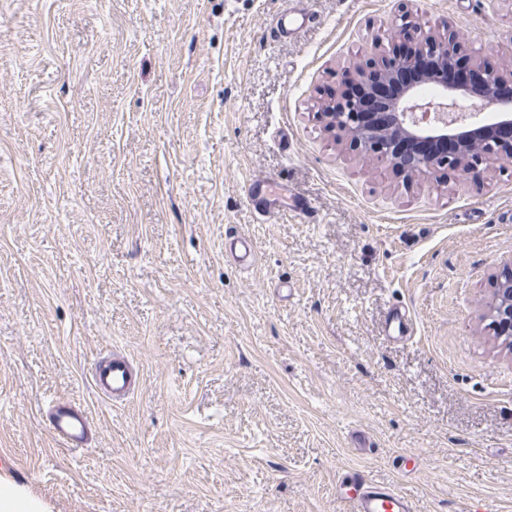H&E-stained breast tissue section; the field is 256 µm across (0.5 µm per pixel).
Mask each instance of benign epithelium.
Segmentation results:
<instances>
[{
    "mask_svg": "<svg viewBox=\"0 0 512 512\" xmlns=\"http://www.w3.org/2000/svg\"><path fill=\"white\" fill-rule=\"evenodd\" d=\"M431 59L436 65L466 66L474 76V85H439L442 105L456 106L461 101L477 100L501 109L496 120L477 127L485 150L512 159V71L497 74L481 61L462 52L453 33L422 36L403 15L384 51L363 63L346 69L339 81L320 93V116L330 130L337 129L349 146L364 155L388 163L408 173L432 174L443 168H457V157L474 147L475 141L463 139L462 132L448 126L438 112V105L422 100L417 91L427 81H438L432 73L410 72L414 61ZM404 80V87L387 101L384 122L370 126L360 121L363 93H375ZM404 138L424 145L438 143L445 152L423 150L408 162H402L388 148V143ZM485 318L497 334L496 341L512 350V271L495 282Z\"/></svg>",
    "mask_w": 512,
    "mask_h": 512,
    "instance_id": "benign-epithelium-1",
    "label": "benign epithelium"
}]
</instances>
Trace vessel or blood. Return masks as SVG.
<instances>
[{"instance_id":"vessel-or-blood-1","label":"vessel or blood","mask_w":512,"mask_h":512,"mask_svg":"<svg viewBox=\"0 0 512 512\" xmlns=\"http://www.w3.org/2000/svg\"><path fill=\"white\" fill-rule=\"evenodd\" d=\"M249 196L254 209L261 215H270L280 207V201L268 182L251 181ZM90 381L98 393L115 403L127 401L139 384L132 360L120 353L97 359L91 369ZM42 414L55 439L65 448L78 452L90 443L92 418L82 405L52 400L44 403ZM339 488L342 499L350 504L352 512H416L407 495L390 487L372 484L358 470L344 473Z\"/></svg>"}]
</instances>
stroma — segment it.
Here are the masks:
<instances>
[{
    "mask_svg": "<svg viewBox=\"0 0 512 512\" xmlns=\"http://www.w3.org/2000/svg\"><path fill=\"white\" fill-rule=\"evenodd\" d=\"M289 2L0 0V481L41 512H349L350 470L417 512H512L485 317L512 161L407 182L315 115L405 12L506 67L512 0H301L279 37ZM256 177L310 216H259ZM115 347L143 378L123 406L90 382ZM52 398L91 414L82 454ZM42 415L55 439L70 451H81L92 440V418L82 405L52 400L43 404Z\"/></svg>",
    "mask_w": 512,
    "mask_h": 512,
    "instance_id": "stroma-1",
    "label": "stroma"
}]
</instances>
